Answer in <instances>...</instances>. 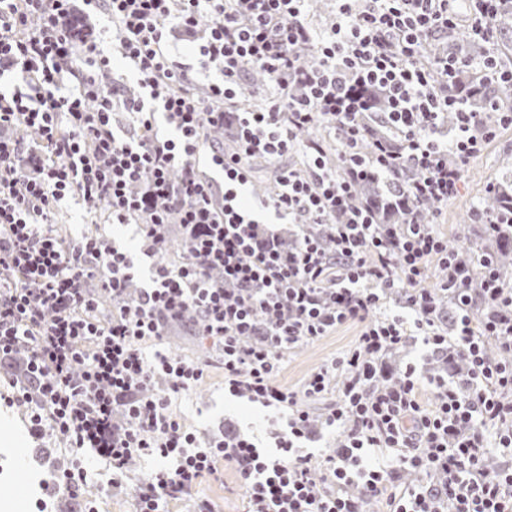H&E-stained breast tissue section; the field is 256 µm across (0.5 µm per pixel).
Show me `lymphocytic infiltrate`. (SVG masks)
Returning <instances> with one entry per match:
<instances>
[{
  "label": "lymphocytic infiltrate",
  "instance_id": "lymphocytic-infiltrate-1",
  "mask_svg": "<svg viewBox=\"0 0 512 512\" xmlns=\"http://www.w3.org/2000/svg\"><path fill=\"white\" fill-rule=\"evenodd\" d=\"M76 1L0 0V362L27 352L23 378L7 379L0 400L24 413L30 433L107 460L109 490L125 489L133 457H156L134 489L137 512H162L221 462L245 486L246 512H366L369 499L386 512H512V468H484L490 451L512 456V290L491 258L465 267L417 217L422 203L447 204L469 158L512 125L498 103L473 112L452 91L462 67L511 91L493 58L424 57L429 41L465 27L490 39L497 0H476L474 20L458 0H333L321 30L307 0H80L110 19L136 97L104 82L110 59L80 31ZM172 24L203 33L198 65L220 71L204 91L168 45ZM252 71L265 82L246 110L238 96ZM161 119L174 137L159 135ZM376 125L393 140L371 138ZM312 127L338 140L337 165L302 140ZM297 151L305 167L282 166ZM257 157L278 167L269 204L292 224L291 248L238 199ZM203 158L223 183L200 176ZM402 172L405 219L378 223L355 187ZM70 195L136 225L154 260L149 287L134 288L129 254L109 239L58 236L52 217ZM172 224L188 244L176 266L162 258ZM474 289L487 317L469 308ZM439 291L458 300L448 329L432 317ZM395 294L424 345L464 356L468 390L437 382L424 407L411 367L375 389L385 353L407 339L400 317L375 316ZM185 314L214 347L225 390L281 409L269 424L275 454L242 436L199 438L171 411L209 364L145 345ZM347 323L361 327L349 352L300 389L278 384L288 353ZM492 336L506 359L488 352ZM333 391L324 423L342 436L317 465L303 448L305 403ZM404 471L418 482L396 489Z\"/></svg>",
  "mask_w": 512,
  "mask_h": 512
}]
</instances>
